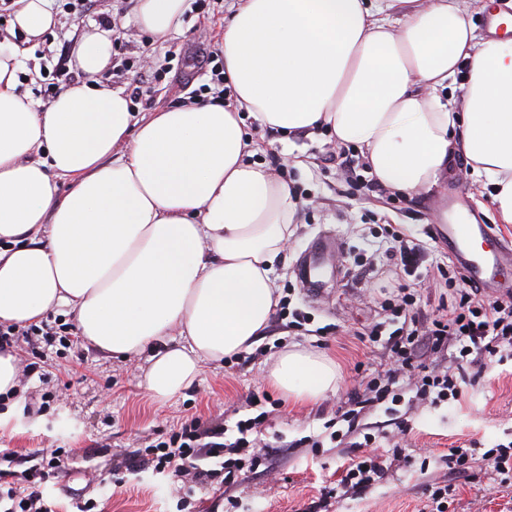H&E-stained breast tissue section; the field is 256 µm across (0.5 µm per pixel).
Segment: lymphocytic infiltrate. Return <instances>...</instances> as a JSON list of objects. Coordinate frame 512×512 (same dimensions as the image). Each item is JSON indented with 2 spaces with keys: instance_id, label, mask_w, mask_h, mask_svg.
Instances as JSON below:
<instances>
[{
  "instance_id": "obj_1",
  "label": "lymphocytic infiltrate",
  "mask_w": 512,
  "mask_h": 512,
  "mask_svg": "<svg viewBox=\"0 0 512 512\" xmlns=\"http://www.w3.org/2000/svg\"><path fill=\"white\" fill-rule=\"evenodd\" d=\"M438 273L448 290L446 300L440 301L431 321H421L416 306L418 290L406 284L397 285L385 308L402 324L386 331L376 324L367 334L369 342H384L397 371L412 381L417 400L438 405L462 401L467 369L488 362L512 359V296L486 298L479 285L471 282L458 267L440 266ZM452 352L453 366L441 369L427 363L426 358ZM392 393L388 384L369 379L362 392L349 398L341 413L349 431H356L361 419L370 410L388 400ZM265 414L239 420L235 439H226L220 424H207L194 418L172 431L169 438L136 451L131 468H153L172 476H191L203 485L218 475L234 477L241 467L240 457L252 447V435L262 432ZM65 451L50 453L35 451L16 458L17 467L0 472V502L4 512H53L36 485L50 470L63 464ZM220 459L219 469L202 467V460ZM408 457L400 448H393L391 458L363 455L352 459L341 476L337 489L345 495H365L383 481L389 462L404 463Z\"/></svg>"
}]
</instances>
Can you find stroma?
<instances>
[{"label":"stroma","instance_id":"stroma-1","mask_svg":"<svg viewBox=\"0 0 512 512\" xmlns=\"http://www.w3.org/2000/svg\"><path fill=\"white\" fill-rule=\"evenodd\" d=\"M186 5L179 29L160 40L136 24V0H97L93 14L83 18L69 0H54V28L38 44L28 45L11 30L15 0H0V40L23 47L18 90L45 107L52 101L47 86L60 50H73L81 32L103 17L113 30V47L112 66L101 73V81L131 88L147 54L157 72L147 92L132 99L133 111L159 112L189 97L226 102L213 64L202 52L222 49L228 0H186ZM245 123L256 160L291 186L297 204L298 231L276 267L283 307L274 312L266 335L224 364L203 363L191 385L158 400L140 384L145 356H106L79 336L73 315L53 309L40 323L52 335L42 352L23 342L12 348L17 360L34 369L20 373L17 396L0 401V450L19 455L43 448L71 450L70 474L41 486L46 501L65 506L82 494L96 501L99 512H316L322 489L339 479L365 434L402 428L411 463L392 467L367 495L333 503L329 512H425V488L433 483L452 487L447 512H498L500 503L512 498V485L489 473L474 483L449 474L446 454L473 440L483 452L512 441V361L474 375L462 402L412 410L381 405L367 414L364 433L349 432L339 418L360 377L382 375L392 367L384 345L362 338L387 320L377 274L388 267L395 243L385 225L428 246V257L400 281L423 284L420 312L432 317L439 294L427 283L438 265L451 264L452 258L434 245L430 227L438 223L449 192L463 195L478 223L494 225L502 240H512V224L500 223L483 179L460 161L431 190L406 195L385 188L355 146L337 144L322 131L287 134L260 127L250 117ZM321 237L335 240L337 265L324 267V291L313 298L302 286L300 268ZM286 349L332 359L338 372L335 390L300 403L275 388L268 378L270 363ZM255 394L268 397L262 409L249 404ZM261 410L268 418L260 461L232 481L188 484V506H181L184 496L169 475L125 468L135 451L168 437L191 418L231 428ZM332 424L344 431L342 441L331 442ZM306 436L321 437V447L303 444Z\"/></svg>","mask_w":512,"mask_h":512}]
</instances>
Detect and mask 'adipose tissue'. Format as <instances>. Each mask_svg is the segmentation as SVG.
Wrapping results in <instances>:
<instances>
[{"label": "adipose tissue", "mask_w": 512, "mask_h": 512, "mask_svg": "<svg viewBox=\"0 0 512 512\" xmlns=\"http://www.w3.org/2000/svg\"><path fill=\"white\" fill-rule=\"evenodd\" d=\"M184 2L139 0L137 21L166 38ZM413 2L232 0V102L141 118L122 87L99 78L111 28L83 31L71 64L85 79L45 108L19 94L23 54L0 42V324L69 308L104 354L150 351L143 384L160 399L189 386L201 362L251 347L270 326L276 266L297 225L290 188L253 159L248 116L287 132L326 129L407 194L463 157L512 224V40L478 37L460 0ZM16 5L11 27L25 40L54 27L53 0ZM461 72L459 102L444 91ZM174 329L184 345H167ZM336 378L335 363L302 351L269 370L300 401Z\"/></svg>", "instance_id": "obj_1"}]
</instances>
